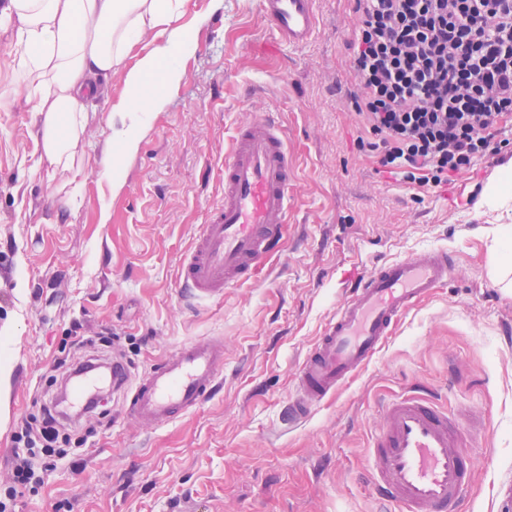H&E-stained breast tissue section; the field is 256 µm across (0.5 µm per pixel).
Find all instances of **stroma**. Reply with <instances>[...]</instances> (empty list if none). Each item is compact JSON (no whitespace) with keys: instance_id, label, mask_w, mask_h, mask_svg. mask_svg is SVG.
I'll return each instance as SVG.
<instances>
[{"instance_id":"obj_1","label":"stroma","mask_w":512,"mask_h":512,"mask_svg":"<svg viewBox=\"0 0 512 512\" xmlns=\"http://www.w3.org/2000/svg\"><path fill=\"white\" fill-rule=\"evenodd\" d=\"M301 47L276 40L257 0H187L196 39L184 77L123 160L119 190L98 162L124 73L85 115L80 172L51 175L39 123L15 69L17 24L0 25V496L13 484L14 435L43 400L68 336L111 332L141 374L186 341L224 339L217 393L173 423L148 428L102 393L94 434L7 512H382L367 479L380 405L415 390L450 415L475 417L466 450L474 482L464 512H512V295L491 274L512 199L482 204L498 171L475 161L419 194L357 151L345 93L351 0H317ZM271 112L287 131L294 206L284 241L252 283L193 304L177 274L207 208L224 195L236 126ZM110 220L101 223L102 210ZM447 248L446 286L404 316L373 360L314 415L280 418L299 364L376 263Z\"/></svg>"}]
</instances>
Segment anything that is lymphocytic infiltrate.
Wrapping results in <instances>:
<instances>
[{"mask_svg": "<svg viewBox=\"0 0 512 512\" xmlns=\"http://www.w3.org/2000/svg\"><path fill=\"white\" fill-rule=\"evenodd\" d=\"M349 43L358 150L421 189L498 159L495 131L512 118V0H354ZM91 430L56 399L14 436V482L40 485L29 459L54 463L86 445Z\"/></svg>", "mask_w": 512, "mask_h": 512, "instance_id": "obj_1", "label": "lymphocytic infiltrate"}]
</instances>
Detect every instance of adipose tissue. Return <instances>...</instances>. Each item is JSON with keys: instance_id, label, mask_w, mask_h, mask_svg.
Here are the masks:
<instances>
[{"instance_id": "ef3b65f1", "label": "adipose tissue", "mask_w": 512, "mask_h": 512, "mask_svg": "<svg viewBox=\"0 0 512 512\" xmlns=\"http://www.w3.org/2000/svg\"><path fill=\"white\" fill-rule=\"evenodd\" d=\"M187 0H5L0 21L17 22L25 43L16 67L33 78V112L53 173L73 172L84 114L97 80L124 69L126 94L112 106L111 135L100 167L114 178L120 159L137 152L153 112L183 78L195 39L180 19ZM155 44L134 54L146 37Z\"/></svg>"}]
</instances>
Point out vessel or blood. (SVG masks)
Segmentation results:
<instances>
[{"mask_svg":"<svg viewBox=\"0 0 512 512\" xmlns=\"http://www.w3.org/2000/svg\"><path fill=\"white\" fill-rule=\"evenodd\" d=\"M259 5L282 39L302 45L311 38L316 0H259ZM223 175L224 199L210 208L181 267V286L197 299L217 300L225 289L251 282L254 269L283 237L295 174L285 133L272 114L238 127L224 155ZM452 266L447 250L435 249L381 262L360 276L298 368L288 421L306 418L363 369L402 317L447 284ZM223 367V338H195L138 377L123 360H113L112 390L126 396L128 417L158 427L213 395ZM384 417L370 450L378 499L397 512H453L471 486L463 450L475 429L414 392L386 403Z\"/></svg>","mask_w":512,"mask_h":512,"instance_id":"1","label":"vessel or blood"}]
</instances>
